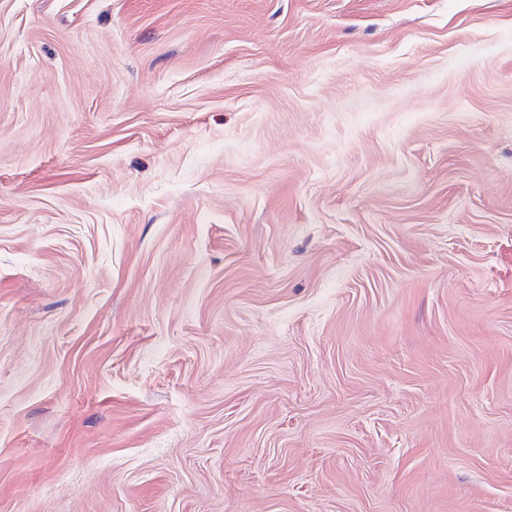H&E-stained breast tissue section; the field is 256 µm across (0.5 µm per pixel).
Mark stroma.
Instances as JSON below:
<instances>
[{
    "label": "stroma",
    "instance_id": "obj_1",
    "mask_svg": "<svg viewBox=\"0 0 512 512\" xmlns=\"http://www.w3.org/2000/svg\"><path fill=\"white\" fill-rule=\"evenodd\" d=\"M0 512H512V0H0Z\"/></svg>",
    "mask_w": 512,
    "mask_h": 512
}]
</instances>
